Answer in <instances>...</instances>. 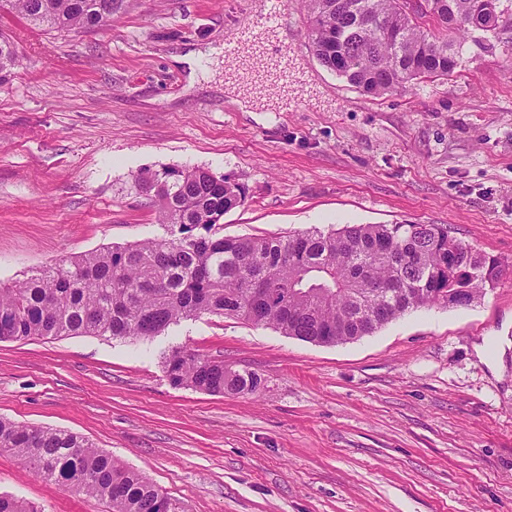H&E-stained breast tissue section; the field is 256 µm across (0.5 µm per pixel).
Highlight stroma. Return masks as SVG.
Returning a JSON list of instances; mask_svg holds the SVG:
<instances>
[{
    "instance_id": "obj_1",
    "label": "stroma",
    "mask_w": 512,
    "mask_h": 512,
    "mask_svg": "<svg viewBox=\"0 0 512 512\" xmlns=\"http://www.w3.org/2000/svg\"><path fill=\"white\" fill-rule=\"evenodd\" d=\"M284 9L307 93L276 112L242 111L224 75L193 85L174 60L262 21L265 0H130L78 32L0 9L19 58L0 87V284L167 238L126 183L176 166L245 186L224 236L445 224L502 261L496 288L331 345L216 315L144 342L0 341V417L85 437L187 512H512V30L466 38L448 77L371 97L310 52L304 0ZM178 348L261 387L172 386L162 358ZM0 492L109 512L5 453Z\"/></svg>"
}]
</instances>
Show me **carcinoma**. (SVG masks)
<instances>
[{
    "mask_svg": "<svg viewBox=\"0 0 512 512\" xmlns=\"http://www.w3.org/2000/svg\"><path fill=\"white\" fill-rule=\"evenodd\" d=\"M307 45L319 62L370 96L404 92L419 80L444 78L460 65L448 40L424 29L405 0H305ZM450 34L448 13L468 0H426ZM127 0H9L11 9L52 30L96 29ZM13 42L0 34V86L17 66ZM129 189L156 205L169 239L104 247L33 271L0 287V341L98 336L149 341L203 315L268 325L303 341L344 343L417 308L468 288L478 299L495 288L501 262L460 273L465 251L446 224H355L288 237L220 235L221 220L242 205L246 188L209 170L165 166L132 175ZM174 387L210 395L254 393L261 377L224 368V360L186 350L164 357ZM0 453L42 479L92 498L110 512H185L142 473L126 468L82 436L0 417ZM0 512H38L0 493Z\"/></svg>",
    "mask_w": 512,
    "mask_h": 512,
    "instance_id": "obj_1",
    "label": "carcinoma"
}]
</instances>
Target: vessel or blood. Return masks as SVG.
<instances>
[{
    "instance_id": "obj_1",
    "label": "vessel or blood",
    "mask_w": 512,
    "mask_h": 512,
    "mask_svg": "<svg viewBox=\"0 0 512 512\" xmlns=\"http://www.w3.org/2000/svg\"><path fill=\"white\" fill-rule=\"evenodd\" d=\"M281 0H270V7L263 21L245 25L237 41L225 44L224 60L237 62L239 70L262 74L274 84L293 88L295 95H302L294 76L288 49L276 47V33L283 23Z\"/></svg>"
}]
</instances>
